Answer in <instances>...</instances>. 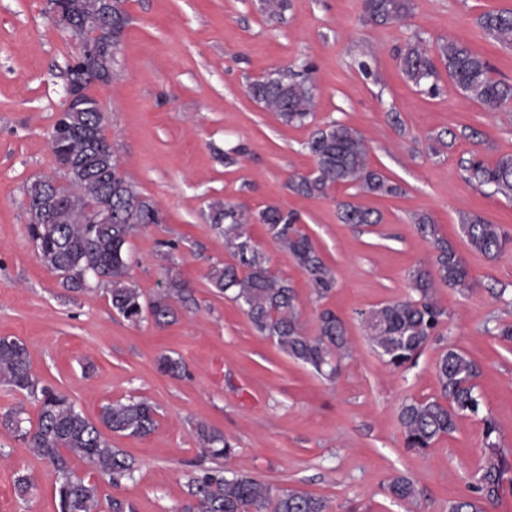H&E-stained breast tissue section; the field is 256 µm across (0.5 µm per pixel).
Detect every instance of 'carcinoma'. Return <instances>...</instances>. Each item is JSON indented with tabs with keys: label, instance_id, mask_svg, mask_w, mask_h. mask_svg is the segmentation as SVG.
<instances>
[{
	"label": "carcinoma",
	"instance_id": "carcinoma-1",
	"mask_svg": "<svg viewBox=\"0 0 512 512\" xmlns=\"http://www.w3.org/2000/svg\"><path fill=\"white\" fill-rule=\"evenodd\" d=\"M123 0L112 6V29L105 25L73 29L79 46L107 35L119 37L127 24ZM263 14L279 20L288 0H259ZM371 19L395 23L410 11L409 0H364ZM483 31L495 41L512 47V10L487 12L479 17ZM441 62L448 78L470 99L491 110L512 106V85L491 76L489 63L458 40H446L431 50L422 42L407 46L400 58L402 72L419 86L438 77ZM66 79L84 82L91 88L83 68V53L77 52L66 68ZM314 83L305 68L297 74L271 72L246 86L248 96L285 126L302 127L314 118ZM87 108L60 115L49 133V146L56 162L70 161L66 171L34 180L26 188L31 222L27 234L35 244L42 263L61 278L63 287L84 292L89 289L78 276L81 271L99 275L97 287L107 295L112 310L137 325L150 315L158 325L175 321L179 313L196 305L193 292L176 275L152 297L130 278L129 239L139 228L164 221L155 202L143 195L121 171L118 160L107 164L92 152L85 133L92 131L100 145L107 143L105 113L96 98L86 95ZM313 159L312 170L288 181V189L302 197H327L340 186L355 189V196L390 197L402 187L373 167L365 136L338 121L316 127L305 143ZM469 183L488 186L492 193L512 198V155H503L492 165L472 158L462 166ZM112 184V223H87V210L104 201L107 184ZM54 200V219H42L39 200ZM344 224L369 226L381 216L375 210L351 200L337 203ZM206 218L212 230L224 238V250L232 261L212 264L210 287L233 302L247 317L252 329L271 339L293 361L333 381L342 360L350 357L343 319L330 309L318 313L317 330L305 332L302 307L296 289L271 266L268 253L253 239L249 226L261 224L269 241L288 254L303 274L311 299L320 303L336 288L335 270L324 260L296 213L271 205L252 210L243 204L216 201ZM418 234L433 243L434 263L409 270L412 295L380 303L358 312L367 340L377 356L393 369L413 363L425 347L442 335L446 311L435 300L444 287L464 291L470 272L465 259L439 236L437 225L427 214L416 215ZM459 229L472 251L489 261L497 260L509 240L508 231L481 215L460 217ZM159 372L173 377L186 374L180 356L163 353L156 358ZM439 394L408 398L400 406L399 423L404 445L420 452L455 432L459 419L474 418L482 423L484 464L480 466L470 493L448 503V512H489L499 497L509 461L500 448L493 417L483 412L475 380L481 368L466 353L442 350L435 362ZM0 385L35 399L36 421L19 411L3 415V425L24 440L38 459L54 474L57 512H101V500L109 512H136L135 505L117 496L104 497L103 487H119L134 478L135 461L121 448L112 446L108 434L145 437L156 424V409L144 398L130 397L104 404L95 421L88 419L67 395L40 384L30 370L27 346L11 336H0ZM203 454L224 460L222 467H201L186 478L185 499L179 512H329L322 496L299 490H279L234 469L235 448L224 433L205 423L195 425ZM88 463L90 471L80 475L72 460ZM393 499L412 503L418 497L416 483L405 476H393L384 484Z\"/></svg>",
	"mask_w": 512,
	"mask_h": 512
}]
</instances>
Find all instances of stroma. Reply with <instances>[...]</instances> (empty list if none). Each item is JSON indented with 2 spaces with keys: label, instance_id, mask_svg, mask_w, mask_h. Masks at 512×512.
I'll use <instances>...</instances> for the list:
<instances>
[{
  "label": "stroma",
  "instance_id": "obj_1",
  "mask_svg": "<svg viewBox=\"0 0 512 512\" xmlns=\"http://www.w3.org/2000/svg\"><path fill=\"white\" fill-rule=\"evenodd\" d=\"M398 23L373 21L363 0H290L280 21L258 0H124L128 22L111 83L91 89L107 117L105 133L123 172L152 198L165 223L131 239V276L151 295L173 271L197 300L168 325H133L113 312L103 292L77 293L40 261L29 241L25 189L53 170L49 131L64 97L65 68L76 50L68 31L47 14L46 0H0V336L23 341L31 370L66 393L89 419L111 400L143 397L157 409L146 437L115 438L137 466L134 480L115 488L137 512H179L187 474L204 459L192 425L202 421L235 446L232 464L278 489L328 499L331 512H448L466 495L484 461L482 426L464 418L456 432L422 452L408 450L398 421L402 402L437 395L434 363L443 348L466 352L481 367L477 390L512 461V344L489 336L490 318L512 323V242L489 261L473 253L459 230L465 212L512 231V200L468 183L462 167L479 157L492 164L512 154V109L490 110L467 98L447 76L436 94L403 75L399 52L408 43L465 42L512 83V48L489 38L478 18L512 10V0H410ZM311 65L315 122L358 128L375 168L400 184L401 195L367 197L381 223H341L334 197L293 194L288 180L311 170L304 150L310 130L282 125L245 92L249 80ZM399 124H392V117ZM452 130L451 148L434 135ZM245 152L225 166L221 152ZM297 212L337 286L323 306L345 322L352 356L335 381L317 376L256 334L234 303L210 288L211 265L226 260L223 238L205 221L211 202ZM429 214L443 238L466 259L471 286L438 289L447 311L441 341L414 364L387 367L373 352L357 313L405 298L409 269L431 263L435 250L417 234L414 214ZM251 232L266 246L276 272L303 300L302 321L314 332L319 307L308 303L303 274L270 247L262 225ZM179 241L172 258L156 243ZM175 353L190 375L156 369ZM36 487L19 496L17 473ZM402 475L421 496L416 510L386 496L382 485ZM54 477L26 442L0 427V512H55Z\"/></svg>",
  "mask_w": 512,
  "mask_h": 512
}]
</instances>
